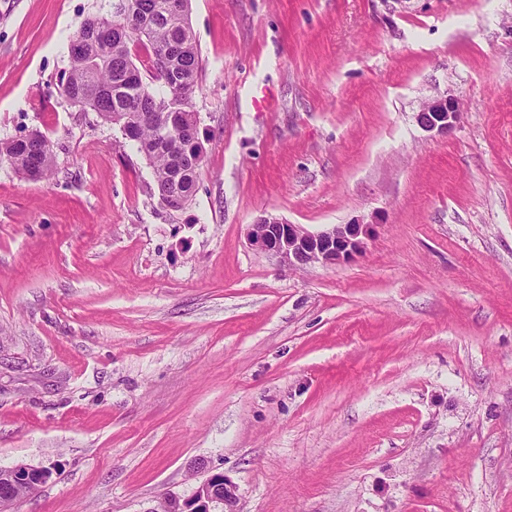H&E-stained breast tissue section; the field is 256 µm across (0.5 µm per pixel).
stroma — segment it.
Returning <instances> with one entry per match:
<instances>
[{
	"label": "stroma",
	"instance_id": "obj_1",
	"mask_svg": "<svg viewBox=\"0 0 512 512\" xmlns=\"http://www.w3.org/2000/svg\"><path fill=\"white\" fill-rule=\"evenodd\" d=\"M106 3L0 0V140L56 165L0 160V468L52 471L14 512H148L214 471L237 512H512V0H191L179 212L60 93ZM267 211L372 235L289 268L247 240ZM459 104L451 95L432 99L416 114L418 125L426 131L448 134L459 117ZM0 159H6L19 175L29 180L50 178L55 167L50 141L40 130L21 138L0 140Z\"/></svg>",
	"mask_w": 512,
	"mask_h": 512
}]
</instances>
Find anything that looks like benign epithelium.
I'll use <instances>...</instances> for the list:
<instances>
[{"label":"benign epithelium","instance_id":"benign-epithelium-1","mask_svg":"<svg viewBox=\"0 0 512 512\" xmlns=\"http://www.w3.org/2000/svg\"><path fill=\"white\" fill-rule=\"evenodd\" d=\"M459 117V104L452 96L432 99L416 114L418 125L426 131L446 134ZM370 225L337 224L311 232L300 224L267 213L250 225L247 237L255 250L275 255L288 267L307 264L336 265L351 259L364 249ZM11 480L28 482L38 488L51 469L43 466L15 465L7 469ZM236 486L224 473L209 475L186 497L168 494L163 498L164 512H232Z\"/></svg>","mask_w":512,"mask_h":512}]
</instances>
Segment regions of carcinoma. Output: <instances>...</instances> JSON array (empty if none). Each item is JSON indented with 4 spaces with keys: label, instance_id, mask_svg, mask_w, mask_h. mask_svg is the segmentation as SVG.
I'll return each mask as SVG.
<instances>
[{
    "label": "carcinoma",
    "instance_id": "cac0c4a2",
    "mask_svg": "<svg viewBox=\"0 0 512 512\" xmlns=\"http://www.w3.org/2000/svg\"><path fill=\"white\" fill-rule=\"evenodd\" d=\"M112 2L82 23L61 92L106 122L129 124L126 139L151 168L160 203L178 212L193 200L201 165L187 133L201 70L189 0ZM0 159L29 180L47 179L55 167L39 130L0 140Z\"/></svg>",
    "mask_w": 512,
    "mask_h": 512
}]
</instances>
